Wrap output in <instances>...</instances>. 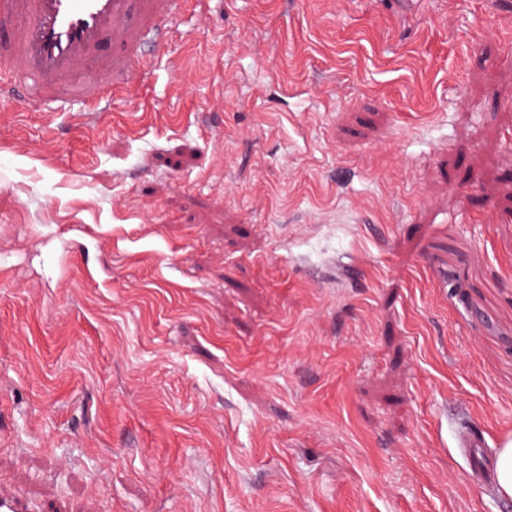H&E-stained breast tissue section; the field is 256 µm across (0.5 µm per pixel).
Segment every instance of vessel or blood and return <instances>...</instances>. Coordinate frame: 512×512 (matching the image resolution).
Here are the masks:
<instances>
[{"label":"vessel or blood","instance_id":"b4317fda","mask_svg":"<svg viewBox=\"0 0 512 512\" xmlns=\"http://www.w3.org/2000/svg\"><path fill=\"white\" fill-rule=\"evenodd\" d=\"M176 0H0V28L12 52L10 82L26 88L28 107L49 112L70 102L99 111L105 86L131 91L148 76L139 60L167 44ZM459 447L477 475H494L483 433L459 429ZM0 512H40L22 494H0Z\"/></svg>","mask_w":512,"mask_h":512}]
</instances>
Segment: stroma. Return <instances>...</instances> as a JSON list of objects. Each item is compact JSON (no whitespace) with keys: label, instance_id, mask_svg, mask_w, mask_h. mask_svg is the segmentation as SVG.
<instances>
[{"label":"stroma","instance_id":"obj_1","mask_svg":"<svg viewBox=\"0 0 512 512\" xmlns=\"http://www.w3.org/2000/svg\"><path fill=\"white\" fill-rule=\"evenodd\" d=\"M100 112L0 108V489L500 512L512 0H180ZM459 448L470 461L471 469L477 476L491 479L494 476V463L487 452L483 433L472 426L461 425Z\"/></svg>","mask_w":512,"mask_h":512}]
</instances>
